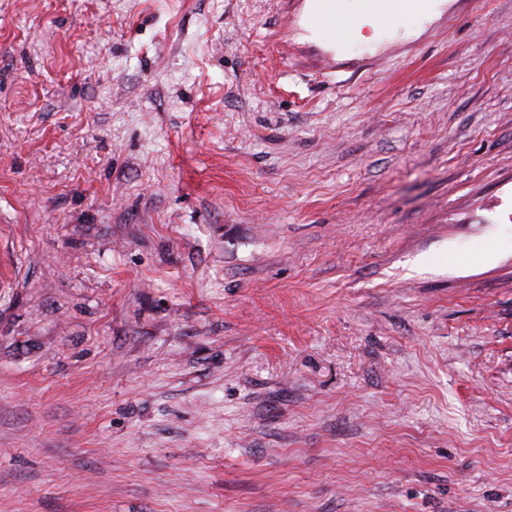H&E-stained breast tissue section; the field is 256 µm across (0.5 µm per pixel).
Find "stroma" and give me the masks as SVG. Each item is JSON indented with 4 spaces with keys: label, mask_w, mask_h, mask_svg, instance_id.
<instances>
[{
    "label": "stroma",
    "mask_w": 512,
    "mask_h": 512,
    "mask_svg": "<svg viewBox=\"0 0 512 512\" xmlns=\"http://www.w3.org/2000/svg\"><path fill=\"white\" fill-rule=\"evenodd\" d=\"M0 0V512H512V0ZM408 0H361L358 13L353 14L338 5L326 10L323 14L321 29L336 42L352 47L368 41L360 33L361 28L369 23V17L374 16L380 23L390 27L407 26L414 23L417 16L428 10L414 11ZM375 2V3H370Z\"/></svg>",
    "instance_id": "obj_1"
}]
</instances>
